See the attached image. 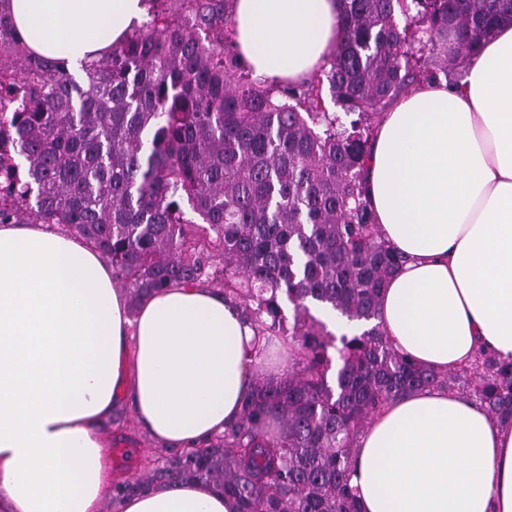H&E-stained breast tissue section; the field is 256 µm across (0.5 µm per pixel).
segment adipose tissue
<instances>
[{"label": "adipose tissue", "mask_w": 512, "mask_h": 512, "mask_svg": "<svg viewBox=\"0 0 512 512\" xmlns=\"http://www.w3.org/2000/svg\"><path fill=\"white\" fill-rule=\"evenodd\" d=\"M17 35L71 66L146 18L148 0H9ZM340 0H234V47L254 78L300 83L342 37ZM365 198L404 261L380 296L394 348L446 372L478 350L512 360V24L465 79L423 82L374 130ZM273 351L238 305L176 285L129 314L100 250L45 224H0V512H98L112 493L100 427L120 401L165 449L238 420ZM362 512H512V425L423 387L359 434ZM117 512H235L212 484H166Z\"/></svg>", "instance_id": "1"}]
</instances>
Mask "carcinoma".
<instances>
[{
  "label": "carcinoma",
  "mask_w": 512,
  "mask_h": 512,
  "mask_svg": "<svg viewBox=\"0 0 512 512\" xmlns=\"http://www.w3.org/2000/svg\"><path fill=\"white\" fill-rule=\"evenodd\" d=\"M148 2L77 79L30 53L0 0V224H55L93 243L133 309L173 284L220 287L258 334L297 347L288 373L254 382L236 423L204 448L158 455L116 494L204 480L235 512H361L351 448L394 398L460 381L512 423V361L481 351L434 372L372 323L403 256L377 235L363 187L375 117L464 68L512 21V0H341L343 40L296 86L239 61L233 0ZM325 84L343 115L326 109ZM312 303L370 327L336 337Z\"/></svg>",
  "instance_id": "1"
}]
</instances>
